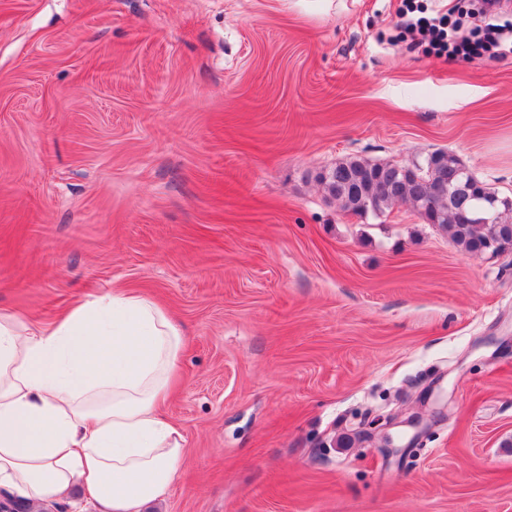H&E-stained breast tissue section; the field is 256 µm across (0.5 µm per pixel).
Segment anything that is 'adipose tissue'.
<instances>
[{"instance_id": "1", "label": "adipose tissue", "mask_w": 512, "mask_h": 512, "mask_svg": "<svg viewBox=\"0 0 512 512\" xmlns=\"http://www.w3.org/2000/svg\"><path fill=\"white\" fill-rule=\"evenodd\" d=\"M183 332L156 302L115 291L43 327L0 313V489L146 512L176 483L185 437L159 410Z\"/></svg>"}]
</instances>
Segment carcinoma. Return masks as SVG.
<instances>
[{"label": "carcinoma", "instance_id": "obj_1", "mask_svg": "<svg viewBox=\"0 0 512 512\" xmlns=\"http://www.w3.org/2000/svg\"><path fill=\"white\" fill-rule=\"evenodd\" d=\"M316 179L353 214L379 215L408 202L424 223L444 230L464 252L512 253V201L499 198L452 152L436 150L411 165L347 158Z\"/></svg>", "mask_w": 512, "mask_h": 512}]
</instances>
